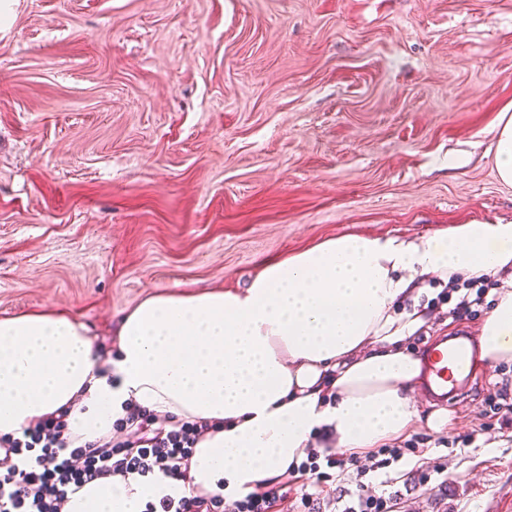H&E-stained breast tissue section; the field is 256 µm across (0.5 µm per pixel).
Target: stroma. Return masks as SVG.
Here are the masks:
<instances>
[{"label": "stroma", "instance_id": "stroma-1", "mask_svg": "<svg viewBox=\"0 0 512 512\" xmlns=\"http://www.w3.org/2000/svg\"><path fill=\"white\" fill-rule=\"evenodd\" d=\"M512 110V0H0V316L63 310L110 348L178 287H245L346 233L423 240L512 222L495 127ZM433 294L408 341L465 328ZM480 366L394 463V512H506L512 437ZM476 445L460 438L474 428ZM443 463L447 483L418 469Z\"/></svg>", "mask_w": 512, "mask_h": 512}]
</instances>
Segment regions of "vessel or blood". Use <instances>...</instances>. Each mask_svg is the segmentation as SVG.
Returning <instances> with one entry per match:
<instances>
[{"mask_svg":"<svg viewBox=\"0 0 512 512\" xmlns=\"http://www.w3.org/2000/svg\"><path fill=\"white\" fill-rule=\"evenodd\" d=\"M473 337L459 336L431 348L422 365V386L435 400L447 402L471 384L475 356Z\"/></svg>","mask_w":512,"mask_h":512,"instance_id":"b4317fda","label":"vessel or blood"}]
</instances>
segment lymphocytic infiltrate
Wrapping results in <instances>:
<instances>
[{
  "mask_svg": "<svg viewBox=\"0 0 512 512\" xmlns=\"http://www.w3.org/2000/svg\"><path fill=\"white\" fill-rule=\"evenodd\" d=\"M149 419L145 410L131 407L126 417L116 422L117 428L127 430V439L99 444H77L66 435V422L59 416L42 418L17 437L0 435V512H62L71 487L104 476L138 479L159 474L184 480V467L200 436L210 430V423L174 421L154 431ZM415 450L412 444L386 445L345 460L335 452L308 449L297 467L298 473L312 477L310 491L300 497L304 512H316L317 492L327 471L346 462L355 465L358 483L343 512H391L390 498L372 493L363 478L389 468ZM221 504L216 495L189 497L175 492L147 502L145 512H219Z\"/></svg>",
  "mask_w": 512,
  "mask_h": 512,
  "instance_id": "obj_1",
  "label": "lymphocytic infiltrate"
}]
</instances>
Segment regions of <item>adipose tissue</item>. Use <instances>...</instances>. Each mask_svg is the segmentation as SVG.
<instances>
[{"mask_svg":"<svg viewBox=\"0 0 512 512\" xmlns=\"http://www.w3.org/2000/svg\"><path fill=\"white\" fill-rule=\"evenodd\" d=\"M427 276L500 283L478 360L512 361V222L455 224L419 242L343 234L263 262L244 289L151 294L105 352L63 312L0 318V435L62 413L92 441L129 401L212 423L186 481L107 476L69 493L64 512H143L175 490L231 501L277 484L316 437L379 447L417 417L422 360L404 344L425 323Z\"/></svg>","mask_w":512,"mask_h":512,"instance_id":"1","label":"adipose tissue"}]
</instances>
